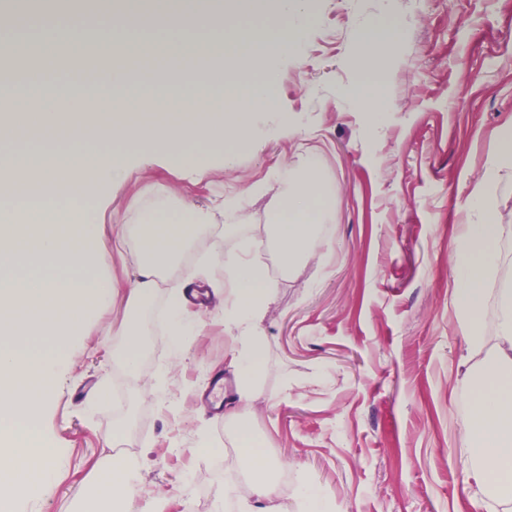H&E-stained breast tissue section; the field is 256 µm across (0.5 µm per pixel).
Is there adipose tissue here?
I'll return each instance as SVG.
<instances>
[{"instance_id":"1","label":"adipose tissue","mask_w":512,"mask_h":512,"mask_svg":"<svg viewBox=\"0 0 512 512\" xmlns=\"http://www.w3.org/2000/svg\"><path fill=\"white\" fill-rule=\"evenodd\" d=\"M282 23L264 27H223L224 42L245 68L260 66L273 74L283 56L299 51L311 24L308 0H272ZM200 12L187 9L141 11L127 0L122 12L100 6L93 24L81 25L68 15L37 11L14 17V40L36 39L66 45L111 100L87 91L78 80L44 87L18 76L0 81V99L10 108L0 113V140L37 144L49 162L32 166L19 153L0 150V512H14L18 502L35 497L49 483L61 452L41 428L44 390L56 378L59 346L65 345L88 314L108 306L107 282L77 276L92 265L99 248L94 189L127 173L124 148L161 144L168 159L205 173L212 147L221 141H240L255 132L248 119L277 109L270 82L206 80L213 58V24L202 23ZM134 30L159 36L172 58H190L191 69L172 68L133 83V69L107 67L97 49L108 46L122 54ZM203 75L194 96H187L188 73ZM135 111H127V100ZM65 160H55V153ZM512 166V128L503 130L496 146L494 168L474 189L469 207L475 220L465 225L454 269V298L465 317L466 346L458 374L469 389V421L464 430L473 453L476 483L490 487L491 499L476 501L480 512L492 503L512 502V286L494 290L502 247L512 240V225L499 223L492 206L498 171ZM66 207L68 219L58 224L39 220V213ZM328 202L322 173L314 158L298 165L292 187L282 195L269 217L271 244L283 271H292L318 245L314 233L323 223ZM212 221L202 211L182 212L168 220L166 212L147 214L139 227L140 262L132 289L135 302L150 298L161 266L181 258L187 246ZM215 282L228 286L231 306L224 324L236 342L231 366L241 399H250L264 367L259 327L275 291L259 263L236 254L210 261ZM73 271L63 280L59 271ZM496 299L493 338L482 333L481 315L488 297ZM21 336H40L52 346L37 352L18 345ZM490 358L476 362L483 348ZM235 442L241 460L253 469L251 494L239 512H281L278 484L272 479L273 461L265 440L240 424ZM111 483L91 485L78 512H133L135 476L127 464L113 466Z\"/></svg>"}]
</instances>
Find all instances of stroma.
<instances>
[{"label":"stroma","mask_w":512,"mask_h":512,"mask_svg":"<svg viewBox=\"0 0 512 512\" xmlns=\"http://www.w3.org/2000/svg\"><path fill=\"white\" fill-rule=\"evenodd\" d=\"M309 9L303 49L279 63L276 111L256 114L257 135L233 144L232 159L215 145L196 177L161 148L132 151L126 178L101 192L102 249L82 274L111 281L112 305L60 351L41 420L64 465L18 512H75L108 456L137 465L138 512L159 502L164 512H236L217 505L228 486L249 497L233 425L200 401L210 374L229 368L223 297L188 305L204 327L183 355L153 330L174 285L203 283L202 256L245 241L275 298L261 325L265 369L238 409L288 475L282 506L303 475L328 512H473L482 489L467 463L452 269L467 199L512 126V0H309ZM366 18L404 34L374 61L363 57ZM374 77L387 95L377 119L342 95ZM307 155L321 168L329 217L321 246L285 274L266 224ZM233 196L244 204L239 235L207 231L164 270L148 303H133L145 214L214 211ZM128 318L148 338L133 374L112 333ZM203 439L222 456L198 453Z\"/></svg>","instance_id":"obj_1"}]
</instances>
